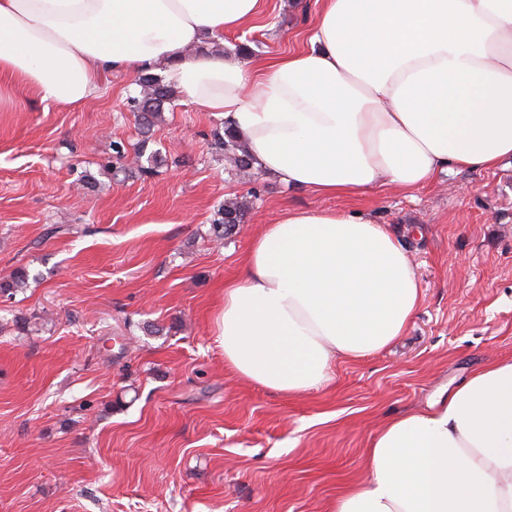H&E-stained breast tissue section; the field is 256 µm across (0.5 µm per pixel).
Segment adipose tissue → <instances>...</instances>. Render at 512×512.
Listing matches in <instances>:
<instances>
[{
  "mask_svg": "<svg viewBox=\"0 0 512 512\" xmlns=\"http://www.w3.org/2000/svg\"><path fill=\"white\" fill-rule=\"evenodd\" d=\"M264 0H0V73L78 105L103 72L163 69L266 172L321 196L415 192L512 157V0H317L304 49L202 54ZM421 299L406 249L360 208L258 225L224 283V365L273 392L319 388L339 360L404 336ZM364 483L324 512H512V358L492 361L369 441Z\"/></svg>",
  "mask_w": 512,
  "mask_h": 512,
  "instance_id": "ef3b65f1",
  "label": "adipose tissue"
}]
</instances>
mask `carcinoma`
Wrapping results in <instances>:
<instances>
[{"instance_id": "cac0c4a2", "label": "carcinoma", "mask_w": 512, "mask_h": 512, "mask_svg": "<svg viewBox=\"0 0 512 512\" xmlns=\"http://www.w3.org/2000/svg\"><path fill=\"white\" fill-rule=\"evenodd\" d=\"M138 95L130 98L131 112L135 114L140 126L141 139L136 147L138 170L149 174L157 163L159 151L148 150L152 142L151 129L162 121V114L167 104L172 102L175 91L165 80L156 74L140 73L135 78ZM212 149L229 159L236 170L250 178L255 177V159L250 154L241 135L231 127L222 125L212 134ZM248 214L247 207L238 201L227 200L219 209L217 218L212 223V235L222 239L233 233L234 229L245 222ZM29 280V272L24 267H18L11 275V280L0 282V294L14 296L24 288Z\"/></svg>"}]
</instances>
